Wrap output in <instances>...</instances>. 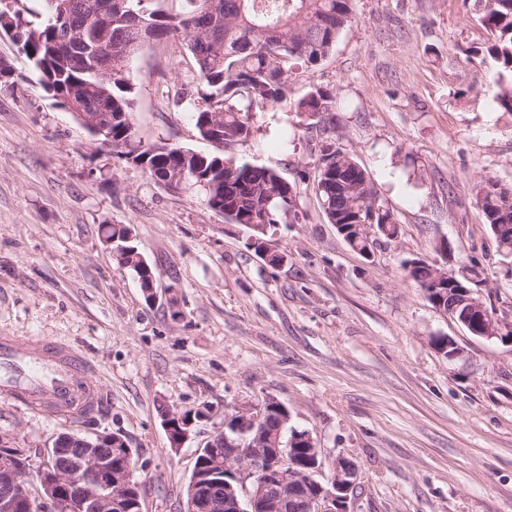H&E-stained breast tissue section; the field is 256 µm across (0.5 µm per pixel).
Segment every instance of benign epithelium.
Listing matches in <instances>:
<instances>
[{"instance_id": "1", "label": "benign epithelium", "mask_w": 512, "mask_h": 512, "mask_svg": "<svg viewBox=\"0 0 512 512\" xmlns=\"http://www.w3.org/2000/svg\"><path fill=\"white\" fill-rule=\"evenodd\" d=\"M94 52L103 62L104 74L112 73V38L98 40ZM65 109L93 136L109 130L98 115L73 108L67 98ZM273 397L235 411V438L224 426L216 428L206 444L196 449L198 457L185 490V512H291L299 502L306 512H348L357 485V473L337 459L330 463L332 475L323 481L321 450L307 431L290 436L279 425L265 435L268 407ZM224 417L212 407L184 416L169 410L163 416L171 447L181 448L202 421ZM299 440L314 447L313 472L302 480L292 476L288 450ZM124 438L112 432L58 434L33 464L22 448L12 446L0 434V512H130L143 508L129 501L130 489L140 486L134 478L133 449L120 445Z\"/></svg>"}]
</instances>
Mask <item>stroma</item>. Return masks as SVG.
Returning <instances> with one entry per match:
<instances>
[{"instance_id": "1", "label": "stroma", "mask_w": 512, "mask_h": 512, "mask_svg": "<svg viewBox=\"0 0 512 512\" xmlns=\"http://www.w3.org/2000/svg\"><path fill=\"white\" fill-rule=\"evenodd\" d=\"M491 39L464 0H354L329 57L288 82L335 94L336 143L367 169L399 234L372 257L353 250L313 192L318 131L269 106L237 152L300 188L303 219L267 236L288 256L273 268L246 226L103 148L0 35L13 68L0 87V336L74 348L104 397L77 422L0 398V433L36 463L56 434H122L143 512H183L214 425L175 450L163 410L230 412L270 396L324 461L356 463L351 512H512V342L436 311L402 267L447 238L449 266L480 263L477 296L512 323V264L472 194L488 177L512 185V113L484 88ZM131 69L142 142L211 152L191 116L200 85L183 42L143 48ZM104 224L131 228L157 272L155 300L115 261ZM440 337L456 357L435 348Z\"/></svg>"}]
</instances>
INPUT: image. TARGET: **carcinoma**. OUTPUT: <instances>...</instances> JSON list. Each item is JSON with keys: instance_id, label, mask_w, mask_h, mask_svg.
Here are the masks:
<instances>
[{"instance_id": "cac0c4a2", "label": "carcinoma", "mask_w": 512, "mask_h": 512, "mask_svg": "<svg viewBox=\"0 0 512 512\" xmlns=\"http://www.w3.org/2000/svg\"><path fill=\"white\" fill-rule=\"evenodd\" d=\"M28 0H0V16L8 17L23 39L24 55L39 73V83L50 96L66 97L76 88L87 89L80 99L85 112H96L110 126L112 143L122 145L117 158L132 154L143 158L141 168L160 182L169 168L186 171L183 189L201 193L207 208L220 207L230 224H254L253 235L266 239L276 224L299 220L300 191L272 168L239 158L234 150L256 132L251 114L283 101L305 116L308 126L326 132L319 149L313 190L336 231L353 249L373 248L375 239L352 226L375 227V234L393 239L398 222L389 209L376 203L368 171L336 145V97L328 89L312 88L288 98V77L295 67H315L332 52L341 30L351 21L352 0H126L143 23L132 26L125 14L115 13L112 30V75L99 74L79 50L62 41L52 28L56 0H44L46 16L30 19ZM97 0H68L69 30L92 39L98 32L94 5ZM471 10L490 30L486 51L497 63V104L512 112V0H468ZM171 39L184 42L202 87L193 104V119L200 137L211 141L212 120L220 123L222 149L200 153L173 148L163 140L144 143L134 129L130 61L145 45ZM476 206L494 235L499 253L512 260V187L487 178L474 188ZM103 237L112 241L116 259L138 277L144 291L156 283L154 268L143 263L131 229L122 224L101 225ZM404 268L429 303H439L458 321L467 319L468 304L457 286L443 282L433 287L432 264L418 257ZM476 288L484 282L479 263L457 271Z\"/></svg>"}]
</instances>
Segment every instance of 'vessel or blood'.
<instances>
[{"instance_id": "b4317fda", "label": "vessel or blood", "mask_w": 512, "mask_h": 512, "mask_svg": "<svg viewBox=\"0 0 512 512\" xmlns=\"http://www.w3.org/2000/svg\"><path fill=\"white\" fill-rule=\"evenodd\" d=\"M90 371V362L72 348L0 336V395L14 401L84 415L101 402L85 380Z\"/></svg>"}]
</instances>
